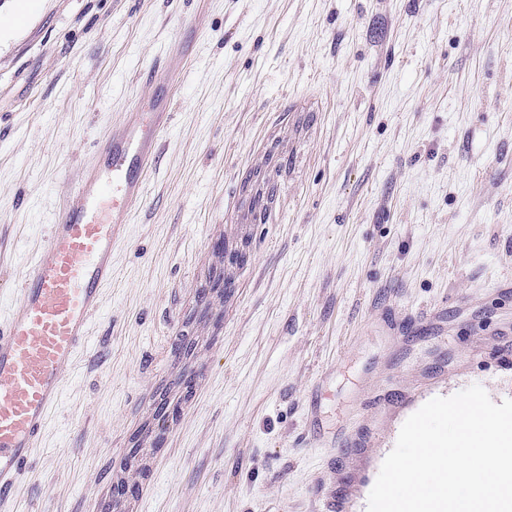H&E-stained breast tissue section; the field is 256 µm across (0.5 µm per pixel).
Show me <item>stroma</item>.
<instances>
[{
  "mask_svg": "<svg viewBox=\"0 0 512 512\" xmlns=\"http://www.w3.org/2000/svg\"><path fill=\"white\" fill-rule=\"evenodd\" d=\"M186 31L164 165L18 500L95 512L243 173L307 99L288 200L253 227L139 512H366L425 402L512 398V0H36L0 33V313L56 185L121 113L152 110L139 73Z\"/></svg>",
  "mask_w": 512,
  "mask_h": 512,
  "instance_id": "obj_1",
  "label": "stroma"
}]
</instances>
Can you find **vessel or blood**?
<instances>
[{
	"label": "vessel or blood",
	"mask_w": 512,
	"mask_h": 512,
	"mask_svg": "<svg viewBox=\"0 0 512 512\" xmlns=\"http://www.w3.org/2000/svg\"><path fill=\"white\" fill-rule=\"evenodd\" d=\"M193 55L187 35L142 72L143 81L162 90V102L148 112H125L113 124L81 183L51 216L44 243L28 260L29 279L0 320V510L14 504L48 418L90 345L112 283L113 254L127 243L146 179L162 163V140L174 123L169 96L184 74L175 62Z\"/></svg>",
	"instance_id": "b4317fda"
}]
</instances>
